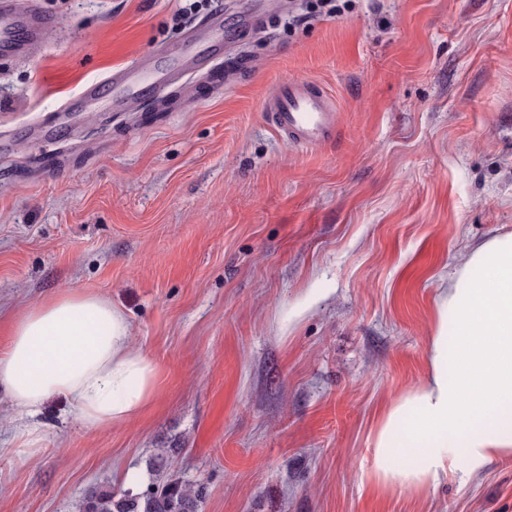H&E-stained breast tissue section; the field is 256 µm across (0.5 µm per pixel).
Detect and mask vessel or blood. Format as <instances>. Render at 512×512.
<instances>
[{"label":"vessel or blood","mask_w":512,"mask_h":512,"mask_svg":"<svg viewBox=\"0 0 512 512\" xmlns=\"http://www.w3.org/2000/svg\"><path fill=\"white\" fill-rule=\"evenodd\" d=\"M45 28L39 15L21 12L15 0H0V48L19 47L21 41L38 39ZM177 71L160 75L146 67H130L113 71L106 78L88 83L79 98H68L61 112L75 110L77 100L85 103H107L115 111L131 108L138 101V90L146 85L172 83ZM271 126L287 142L298 147H315L332 139L336 133L337 114L326 91L316 82L292 79L283 82L266 104Z\"/></svg>","instance_id":"1"}]
</instances>
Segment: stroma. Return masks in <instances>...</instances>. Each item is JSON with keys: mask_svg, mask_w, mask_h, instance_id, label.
Here are the masks:
<instances>
[{"mask_svg": "<svg viewBox=\"0 0 512 512\" xmlns=\"http://www.w3.org/2000/svg\"><path fill=\"white\" fill-rule=\"evenodd\" d=\"M28 2L42 44L0 56V344L45 297L97 293L158 375L102 431L50 405L45 451L0 457V512H76L160 458L200 512H512V458L421 492L364 478L379 414L428 373L440 275L512 231V0ZM215 18L224 50L180 98L60 121ZM290 78L332 97L333 141L271 127Z\"/></svg>", "mask_w": 512, "mask_h": 512, "instance_id": "stroma-1", "label": "stroma"}]
</instances>
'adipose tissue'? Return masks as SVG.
Wrapping results in <instances>:
<instances>
[{
	"instance_id": "1",
	"label": "adipose tissue",
	"mask_w": 512,
	"mask_h": 512,
	"mask_svg": "<svg viewBox=\"0 0 512 512\" xmlns=\"http://www.w3.org/2000/svg\"><path fill=\"white\" fill-rule=\"evenodd\" d=\"M425 381L389 404L366 478L387 489L469 479L512 457V232L472 246L441 277ZM130 324L107 298L78 290L17 314L0 347V390L19 419L15 448L41 451V416L64 400L85 430L141 415L157 367L129 341Z\"/></svg>"
}]
</instances>
